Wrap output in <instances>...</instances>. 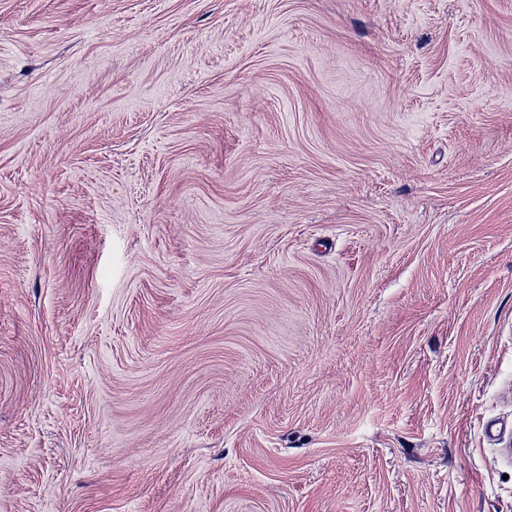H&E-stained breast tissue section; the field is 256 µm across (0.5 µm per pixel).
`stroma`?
Segmentation results:
<instances>
[{"instance_id":"stroma-1","label":"stroma","mask_w":512,"mask_h":512,"mask_svg":"<svg viewBox=\"0 0 512 512\" xmlns=\"http://www.w3.org/2000/svg\"><path fill=\"white\" fill-rule=\"evenodd\" d=\"M0 512H512V0H0Z\"/></svg>"}]
</instances>
